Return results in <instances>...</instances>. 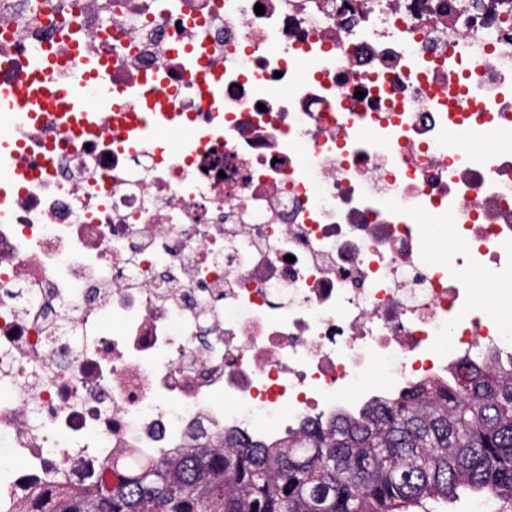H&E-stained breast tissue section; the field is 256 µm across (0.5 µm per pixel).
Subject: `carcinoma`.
Masks as SVG:
<instances>
[{
    "instance_id": "carcinoma-1",
    "label": "carcinoma",
    "mask_w": 512,
    "mask_h": 512,
    "mask_svg": "<svg viewBox=\"0 0 512 512\" xmlns=\"http://www.w3.org/2000/svg\"><path fill=\"white\" fill-rule=\"evenodd\" d=\"M512 499V351L466 353L448 380L312 424L278 448L244 438L58 486L41 512H406Z\"/></svg>"
}]
</instances>
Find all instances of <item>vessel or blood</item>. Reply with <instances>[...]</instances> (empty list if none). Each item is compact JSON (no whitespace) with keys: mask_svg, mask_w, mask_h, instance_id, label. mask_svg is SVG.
<instances>
[{"mask_svg":"<svg viewBox=\"0 0 512 512\" xmlns=\"http://www.w3.org/2000/svg\"><path fill=\"white\" fill-rule=\"evenodd\" d=\"M75 58L76 68L67 80H50L56 57L49 48L34 52L30 60L28 79L20 84H0V112L23 116L36 122L39 114L50 110L69 126L88 125L98 121L99 113L84 88L88 81L104 83L108 76L106 61L92 53L73 31L62 34Z\"/></svg>","mask_w":512,"mask_h":512,"instance_id":"1","label":"vessel or blood"}]
</instances>
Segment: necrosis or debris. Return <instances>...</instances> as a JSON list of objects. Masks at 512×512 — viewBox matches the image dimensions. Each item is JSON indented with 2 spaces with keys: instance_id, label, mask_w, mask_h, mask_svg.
<instances>
[{
  "instance_id": "4bbe7bcc",
  "label": "necrosis or debris",
  "mask_w": 512,
  "mask_h": 512,
  "mask_svg": "<svg viewBox=\"0 0 512 512\" xmlns=\"http://www.w3.org/2000/svg\"><path fill=\"white\" fill-rule=\"evenodd\" d=\"M39 3L0 0V80L49 46L66 80L73 26L113 86L172 96L0 116L31 170L0 191V512L512 351V150L475 144L512 133V0Z\"/></svg>"
}]
</instances>
